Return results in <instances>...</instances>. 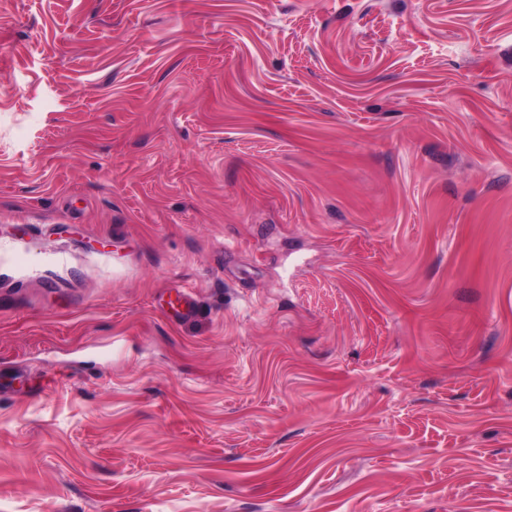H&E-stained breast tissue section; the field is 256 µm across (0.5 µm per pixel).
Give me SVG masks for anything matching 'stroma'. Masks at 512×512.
<instances>
[{
	"instance_id": "obj_1",
	"label": "stroma",
	"mask_w": 512,
	"mask_h": 512,
	"mask_svg": "<svg viewBox=\"0 0 512 512\" xmlns=\"http://www.w3.org/2000/svg\"><path fill=\"white\" fill-rule=\"evenodd\" d=\"M0 512H512V0H0Z\"/></svg>"
}]
</instances>
